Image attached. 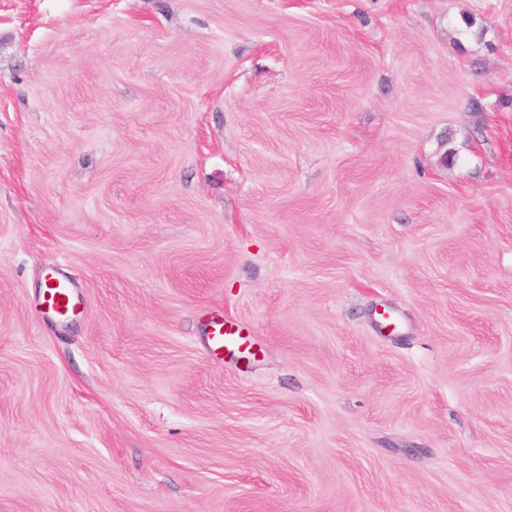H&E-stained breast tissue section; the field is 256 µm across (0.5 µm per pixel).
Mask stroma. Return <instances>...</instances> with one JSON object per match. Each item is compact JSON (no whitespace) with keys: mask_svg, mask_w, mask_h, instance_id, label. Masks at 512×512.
<instances>
[{"mask_svg":"<svg viewBox=\"0 0 512 512\" xmlns=\"http://www.w3.org/2000/svg\"><path fill=\"white\" fill-rule=\"evenodd\" d=\"M0 512H512V0H0ZM71 282L58 271L48 272L44 277L41 305L45 312L58 317H67L74 312L75 303ZM66 298V301H62ZM212 346L215 350H223L229 355L236 352L244 355L252 353V336L250 330L238 323L228 321L213 322L212 330L209 333Z\"/></svg>","mask_w":512,"mask_h":512,"instance_id":"1","label":"stroma"}]
</instances>
